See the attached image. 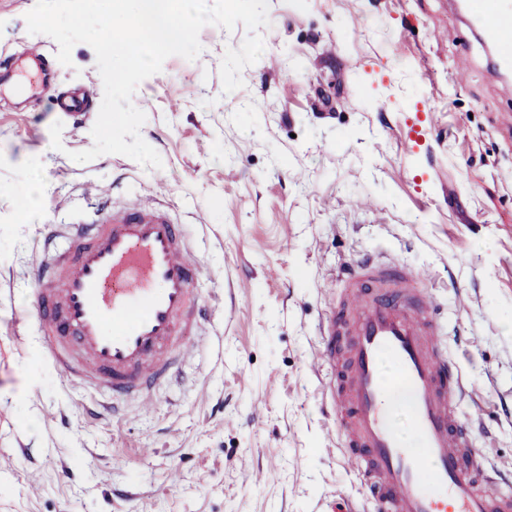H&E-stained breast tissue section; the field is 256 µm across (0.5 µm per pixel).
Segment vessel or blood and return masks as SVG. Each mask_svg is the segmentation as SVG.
Listing matches in <instances>:
<instances>
[{"label":"vessel or blood","mask_w":512,"mask_h":512,"mask_svg":"<svg viewBox=\"0 0 512 512\" xmlns=\"http://www.w3.org/2000/svg\"><path fill=\"white\" fill-rule=\"evenodd\" d=\"M494 50L512 97V0H482L466 15ZM66 120L87 100H57ZM64 245H57V238ZM32 316L50 361L86 388L148 401L191 349L205 319L200 268L181 225L160 202L100 212L94 223L46 227ZM344 291L321 326L315 362L342 455L376 512H512L497 473L454 407L458 365L423 276L366 256L343 271Z\"/></svg>","instance_id":"obj_1"}]
</instances>
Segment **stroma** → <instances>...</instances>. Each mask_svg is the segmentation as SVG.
I'll return each instance as SVG.
<instances>
[{
  "mask_svg": "<svg viewBox=\"0 0 512 512\" xmlns=\"http://www.w3.org/2000/svg\"><path fill=\"white\" fill-rule=\"evenodd\" d=\"M35 3L0 0V512L362 504L312 356L343 268L367 253L422 273L463 376L456 410L476 416V445L512 493V99L482 39L457 74L450 0H269L264 51L230 93L222 60L248 31L203 27L196 60L167 58L132 97L158 168L73 161L93 145L91 118L62 122L52 148L56 90L88 89L97 109L104 89L90 45L66 66L28 32ZM100 189L115 207L168 206L208 311L178 382L117 417L91 416L102 395L47 361L30 314L43 227L94 219ZM258 468L265 482L245 484Z\"/></svg>",
  "mask_w": 512,
  "mask_h": 512,
  "instance_id": "35a3bbf8",
  "label": "stroma"
}]
</instances>
